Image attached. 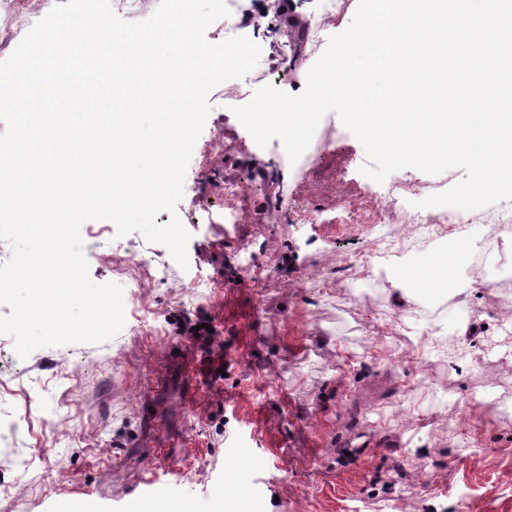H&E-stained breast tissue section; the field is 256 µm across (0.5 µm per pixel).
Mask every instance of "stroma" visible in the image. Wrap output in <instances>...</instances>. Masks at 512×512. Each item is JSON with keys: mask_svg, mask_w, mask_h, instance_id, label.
I'll use <instances>...</instances> for the list:
<instances>
[{"mask_svg": "<svg viewBox=\"0 0 512 512\" xmlns=\"http://www.w3.org/2000/svg\"><path fill=\"white\" fill-rule=\"evenodd\" d=\"M258 41L257 66L210 93L186 169L204 209L181 219L188 269L141 232L94 221L92 281H115L127 243L139 245L145 260L127 273L147 284L150 313L101 344L19 362L13 343L0 346V421L18 423L13 454L0 457V512H55L60 499L132 512L178 474V497L202 504L218 488H254L263 512H512V423L488 425L477 399L490 384L512 402V358H502L512 291L471 287L461 271L465 341L440 352L373 345L386 331L378 306L399 316L398 331L421 329L422 275L408 271L399 294L376 270L368 292L344 259L406 226L411 206L367 223L385 186L363 174L366 150L337 113L322 126L333 147L310 172L254 141L234 110L294 51L278 29ZM239 180L253 185L242 203L251 223L224 219V185ZM310 211L316 220H304ZM168 274L209 283V302L179 295ZM201 324L210 331L198 343Z\"/></svg>", "mask_w": 512, "mask_h": 512, "instance_id": "1", "label": "stroma"}]
</instances>
